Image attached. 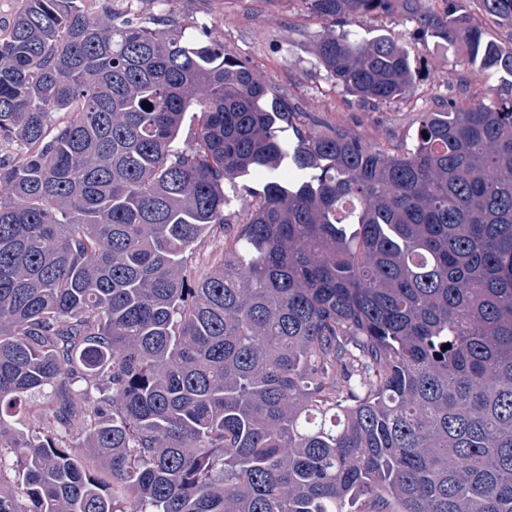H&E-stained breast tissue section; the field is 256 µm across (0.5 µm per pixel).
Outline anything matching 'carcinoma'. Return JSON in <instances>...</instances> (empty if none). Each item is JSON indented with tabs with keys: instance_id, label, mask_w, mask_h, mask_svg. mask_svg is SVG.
<instances>
[{
	"instance_id": "1",
	"label": "carcinoma",
	"mask_w": 512,
	"mask_h": 512,
	"mask_svg": "<svg viewBox=\"0 0 512 512\" xmlns=\"http://www.w3.org/2000/svg\"><path fill=\"white\" fill-rule=\"evenodd\" d=\"M87 2L0 29V512H512V47L446 0L509 94L394 154L297 124L203 25ZM318 58L361 100L415 91L391 31ZM224 253V235L222 232L212 234L202 241L191 256L188 264L200 272L209 269L213 262Z\"/></svg>"
}]
</instances>
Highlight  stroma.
<instances>
[{
    "label": "stroma",
    "mask_w": 512,
    "mask_h": 512,
    "mask_svg": "<svg viewBox=\"0 0 512 512\" xmlns=\"http://www.w3.org/2000/svg\"><path fill=\"white\" fill-rule=\"evenodd\" d=\"M133 7L145 20L165 13L206 25L228 54L247 59L260 79L275 86L301 121L343 130L392 153L409 141L419 113L441 109L451 97L483 96L487 87L463 43L434 27H416L415 14L442 13L443 0H397L390 15L353 21L362 34L393 30L418 72L413 97L376 105L336 88L321 66L317 48L329 24L312 15L307 0H134Z\"/></svg>",
    "instance_id": "stroma-1"
}]
</instances>
